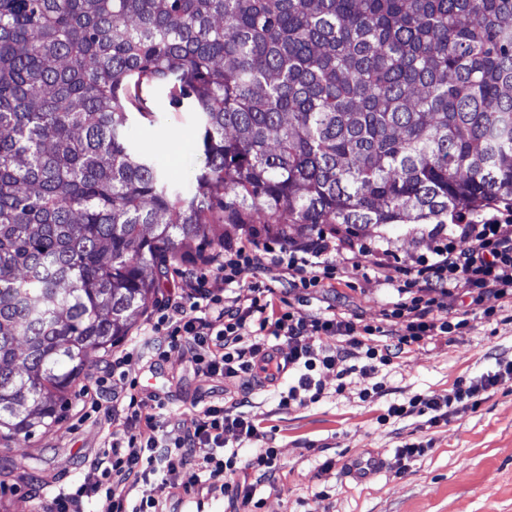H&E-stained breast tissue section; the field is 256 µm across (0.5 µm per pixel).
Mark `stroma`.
Returning <instances> with one entry per match:
<instances>
[{"label":"stroma","mask_w":512,"mask_h":512,"mask_svg":"<svg viewBox=\"0 0 512 512\" xmlns=\"http://www.w3.org/2000/svg\"><path fill=\"white\" fill-rule=\"evenodd\" d=\"M147 106L151 117L132 125L135 145L160 152L181 171L179 189L191 190L202 158L184 146L197 135L196 114L170 107L156 92L149 94ZM434 226L428 220L369 228L361 235L364 242L390 244L397 255L385 279L347 267L328 292L292 299V306L310 316L322 312L331 297L364 320L378 318L398 298L401 261L428 251ZM457 300L467 312L464 332L412 347L374 374L352 370L342 388L334 375L321 374L316 402L283 408L273 388L254 390L242 413L263 432L262 447L279 454L274 476L254 485L253 512H512V391L488 390L477 408L436 425L417 415L386 417L390 405L417 395L444 397L457 383L495 371L498 360L512 358V309L491 295L476 305L462 292ZM193 368L187 350L169 351L157 367L134 354L124 376L112 377L110 389L123 395L135 381L166 393L160 432L172 441L194 421V401H219L237 391L233 383L195 376ZM367 389L374 397H364ZM107 440L104 413L85 414L77 398H70L63 420L39 429L23 449L0 446V512H42L41 497L81 478ZM420 441L431 444L424 455L398 459L400 446ZM374 454L384 460L378 474L363 481L347 476L350 460ZM151 491L172 512H192L199 500L205 512L227 508L223 493L204 487L184 494L157 484Z\"/></svg>","instance_id":"obj_1"}]
</instances>
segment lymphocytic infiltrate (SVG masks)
<instances>
[{"mask_svg":"<svg viewBox=\"0 0 512 512\" xmlns=\"http://www.w3.org/2000/svg\"><path fill=\"white\" fill-rule=\"evenodd\" d=\"M450 224L452 234L434 232L433 249L406 267L398 301L374 324L336 309L302 316L275 287L254 275L279 268L289 292L301 293L323 287L344 265L382 276L395 256L390 248L370 249L358 235L339 228L294 240L283 229L264 244L253 236L227 240L211 263L213 279L175 268L177 278L195 286L189 293L178 287L162 291L140 349L153 359L174 349L189 350L195 374L237 382L245 395L260 382L275 387L291 375L292 384L280 394L283 407L318 399L322 387L314 370L335 373L341 380L350 372L349 361L360 358L363 372L370 373L412 346L466 329L468 321L455 306V288L512 303V205L473 217L454 214ZM215 279L246 283L247 291L221 295L211 285ZM275 338L287 340V360L277 361L271 345ZM126 362V354H113L95 381L92 412H99L103 401L112 403L113 430L106 447L90 461L81 480L45 496L43 512H86V502L101 494L110 500L112 512H164L149 490L156 478L186 492L209 480L211 489L227 494L231 512H246L253 487L235 476L251 470L260 478L271 477L277 449L259 448L244 459L225 452V434L253 442L261 433L220 402L204 404L190 427L175 441L166 440L158 426L167 409L165 399L151 393L111 395L108 382ZM511 383L512 359H502L496 371L457 386L445 399L417 396L408 404L390 405L387 414L401 418L426 412L435 425L447 420L453 404L478 406L485 392ZM199 448L205 451L200 458L195 455Z\"/></svg>","mask_w":512,"mask_h":512,"instance_id":"f902f5d3","label":"lymphocytic infiltrate"}]
</instances>
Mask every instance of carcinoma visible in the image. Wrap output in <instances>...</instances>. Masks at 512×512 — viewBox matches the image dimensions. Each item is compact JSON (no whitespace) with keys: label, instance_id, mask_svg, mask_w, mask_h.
Here are the masks:
<instances>
[{"label":"carcinoma","instance_id":"cac0c4a2","mask_svg":"<svg viewBox=\"0 0 512 512\" xmlns=\"http://www.w3.org/2000/svg\"><path fill=\"white\" fill-rule=\"evenodd\" d=\"M200 120L195 188L130 138ZM512 200V0H0V439L62 419L168 259Z\"/></svg>","mask_w":512,"mask_h":512}]
</instances>
